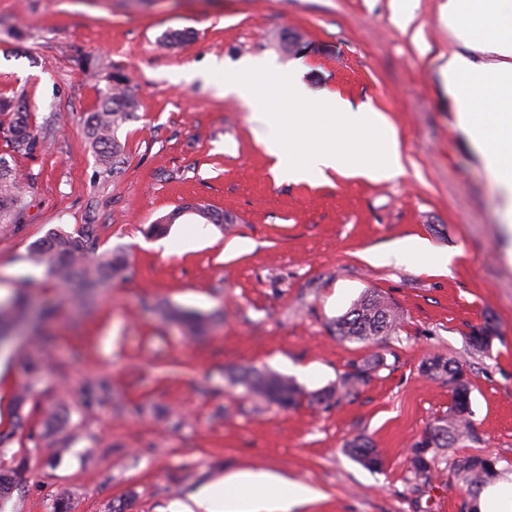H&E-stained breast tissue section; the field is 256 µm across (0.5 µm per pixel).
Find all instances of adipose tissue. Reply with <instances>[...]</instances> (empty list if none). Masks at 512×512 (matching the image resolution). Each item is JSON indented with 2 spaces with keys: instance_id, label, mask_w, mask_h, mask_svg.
I'll return each instance as SVG.
<instances>
[{
  "instance_id": "obj_1",
  "label": "adipose tissue",
  "mask_w": 512,
  "mask_h": 512,
  "mask_svg": "<svg viewBox=\"0 0 512 512\" xmlns=\"http://www.w3.org/2000/svg\"><path fill=\"white\" fill-rule=\"evenodd\" d=\"M442 19L453 37L480 43L487 67L452 55L443 69L460 128L500 189L512 223V0H447ZM308 487L273 473L241 471L200 491V512H279L282 503L310 499Z\"/></svg>"
}]
</instances>
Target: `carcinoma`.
<instances>
[{"mask_svg": "<svg viewBox=\"0 0 512 512\" xmlns=\"http://www.w3.org/2000/svg\"><path fill=\"white\" fill-rule=\"evenodd\" d=\"M136 102L128 94L125 80L112 78L102 92L98 108L91 113L87 122V135L98 148L99 163L103 173L117 170L123 163V147L116 138V130L133 112ZM6 137L16 148L31 150L37 145V137L28 122L27 111L17 107ZM27 207L25 191L19 172L7 154H0V227L17 229ZM202 219L211 224H232L234 218L227 213L205 205L194 207ZM99 229L95 224H83L73 232L59 227L49 230L33 242L25 260L44 268L53 281L64 284L71 297L86 304L92 292L108 288L112 280L123 275L129 267L126 251L121 247L98 251ZM28 296L20 288L8 301L0 302V336H7L19 324L27 320ZM168 318L193 335L205 333L210 322L202 315L174 309ZM403 315L399 307L381 292L368 290L356 300L350 309L336 318L331 331L341 341L369 343L383 336H390L399 329ZM496 335L491 319L474 330L468 337L469 345L479 351L489 348ZM376 365L367 363L345 374L334 387H327L311 393L319 404L330 405L356 394L358 387L365 383ZM425 372L432 377H446L454 384L453 404L448 417L437 420L412 451L410 463L416 472L424 473L436 463L432 455L434 448H450L461 438L471 434L470 382L462 365L456 361L435 357L425 364ZM234 380L246 387L249 393L275 404L282 409L295 407L303 396L302 388L290 377L255 368H244ZM28 396L19 393L12 398V425L0 431V447L6 444L15 430L25 421L24 409ZM352 458L363 466L376 469L382 465V458L372 442L366 438L354 439L348 446ZM459 474L467 484L469 494L475 496L479 486L496 475V461L479 456L465 457L454 462ZM18 470L0 469V502L9 499L17 489Z\"/></svg>", "mask_w": 512, "mask_h": 512, "instance_id": "carcinoma-1", "label": "carcinoma"}]
</instances>
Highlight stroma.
<instances>
[{"mask_svg": "<svg viewBox=\"0 0 512 512\" xmlns=\"http://www.w3.org/2000/svg\"><path fill=\"white\" fill-rule=\"evenodd\" d=\"M446 0H0V94L25 103L38 144L14 150L0 113V153H13L28 202L22 227L0 230V301L26 286L50 315L0 349V421L30 387L28 418L0 447V468L27 464L0 512H194L204 487L242 469L309 487L290 512H464L467 486L453 464L497 461L512 474V235L481 157L458 125L441 68L465 53L441 20ZM293 28L305 48L282 53L274 31ZM184 32L171 48L164 35ZM301 63L312 95L340 96L384 113L398 136L403 172L372 181L328 171L310 182L276 178L248 110L218 96L211 62ZM126 80L138 104L117 130L125 162L101 175L85 133L102 91ZM203 204L234 216L203 224ZM167 232L151 224L175 208ZM99 224L101 249L124 247L131 267L92 306L66 301L42 267L25 262L49 229ZM204 226L192 249L180 241ZM417 237L449 252L448 273L420 260L378 255ZM404 313L394 336L337 340L331 322L365 291ZM212 320L187 335L160 305ZM497 335L484 352L468 338L485 320ZM39 361L29 383L14 357ZM462 364L471 382L472 432L414 473V444L448 414L453 392L428 376L433 357ZM376 362L372 380L340 403L311 393L353 365ZM240 367L293 378L304 390L284 410L231 380ZM104 378L109 397L86 407V387ZM65 405L69 423L43 435L46 413ZM364 436L383 465L354 461Z\"/></svg>", "mask_w": 512, "mask_h": 512, "instance_id": "obj_1", "label": "stroma"}]
</instances>
